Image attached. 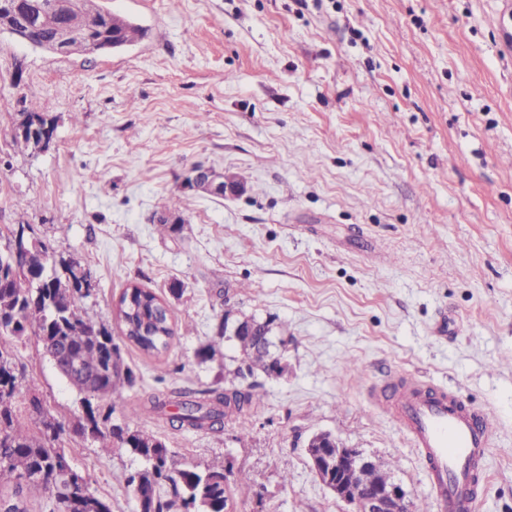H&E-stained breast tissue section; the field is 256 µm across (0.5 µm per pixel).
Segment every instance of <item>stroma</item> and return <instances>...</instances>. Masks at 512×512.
Returning a JSON list of instances; mask_svg holds the SVG:
<instances>
[{
  "label": "stroma",
  "instance_id": "35a3bbf8",
  "mask_svg": "<svg viewBox=\"0 0 512 512\" xmlns=\"http://www.w3.org/2000/svg\"><path fill=\"white\" fill-rule=\"evenodd\" d=\"M145 31L95 58L0 30V248L19 226L90 274L82 307L135 377L118 402L72 387L38 337L16 347L28 391L112 512H135L143 462L72 432L86 409L163 441L177 468L247 472L234 512H350L306 453L328 432L389 466L437 512L408 438L368 400L419 375L498 421L477 512H512V60L499 0H101ZM48 148L13 139L29 104ZM197 164L242 176L224 199L184 189ZM180 216L160 232L162 213ZM167 302L175 334L148 355L117 314L130 285ZM288 327L281 376L257 373L246 426L172 427L174 389L230 387L225 314ZM214 346L211 358L201 351Z\"/></svg>",
  "mask_w": 512,
  "mask_h": 512
}]
</instances>
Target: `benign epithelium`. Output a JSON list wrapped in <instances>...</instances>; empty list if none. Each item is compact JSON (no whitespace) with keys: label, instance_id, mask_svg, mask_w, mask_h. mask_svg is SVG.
Returning <instances> with one entry per match:
<instances>
[{"label":"benign epithelium","instance_id":"1","mask_svg":"<svg viewBox=\"0 0 512 512\" xmlns=\"http://www.w3.org/2000/svg\"><path fill=\"white\" fill-rule=\"evenodd\" d=\"M0 5L11 9V16L14 19L11 34L52 54L69 55L75 42L83 45L86 56H95L107 49L123 47L115 32L112 33L110 40L104 36H96V32L109 30L114 25L112 12L100 8L97 0H81L80 16L72 19L65 14L61 15L51 32L41 40L32 39L28 16L18 8L17 0H3ZM185 185L190 189L220 198L238 196L244 191L243 185L226 171L202 165L191 169ZM28 246L30 243L27 237L17 231L0 252L15 259L26 254ZM227 333L232 336H252L259 349L268 351L271 348L269 328L255 323L250 318L236 321ZM306 452L325 485L333 488L336 497L354 506L352 512H411L410 497L402 486L393 480L367 484L361 495L351 499L342 491L347 476H356L377 464V460L363 449L349 448L331 434L320 432L310 439Z\"/></svg>","mask_w":512,"mask_h":512}]
</instances>
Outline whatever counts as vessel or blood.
<instances>
[{"mask_svg":"<svg viewBox=\"0 0 512 512\" xmlns=\"http://www.w3.org/2000/svg\"><path fill=\"white\" fill-rule=\"evenodd\" d=\"M373 400L424 460L438 512H475L480 488L474 477L497 431L490 412L406 372L395 373L389 397Z\"/></svg>","mask_w":512,"mask_h":512,"instance_id":"b4317fda","label":"vessel or blood"}]
</instances>
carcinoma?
Returning a JSON list of instances; mask_svg holds the SVG:
<instances>
[{"mask_svg":"<svg viewBox=\"0 0 512 512\" xmlns=\"http://www.w3.org/2000/svg\"><path fill=\"white\" fill-rule=\"evenodd\" d=\"M48 2L25 0L34 38L47 34L55 19L46 9ZM49 261V248L44 244L16 262L0 257V276L5 281L0 285V313L8 318L0 330V512H28L22 499L25 489L38 491L58 512H112V503L92 492L87 477L80 484L70 474L69 457L58 446L63 427L48 430L51 416L38 396L28 401L32 427L17 424L13 400L26 387V377L17 368L14 343L25 336L67 347L84 372V379L72 380L70 385L85 395L108 396L116 402L122 398L123 386L134 383L132 372L122 369L112 334L86 318L82 300L90 297V289L71 287L73 261L60 260L62 276L48 268ZM119 314L127 338L147 354L159 353L175 334L167 305L137 285L124 291ZM236 346L243 356V365L235 371L238 384L224 390L155 395L151 409L162 413L175 405L178 412L170 422L185 430H216L226 418L246 427V414L261 399L258 384L250 378L268 371L269 358L253 350L248 336L238 337ZM74 433L97 439L104 448L115 440L143 460L144 466L126 478L127 486L142 501L143 512H231L234 491L250 483L247 474L233 473L222 460L176 471L172 469L173 452L138 430L125 438L112 430L105 433L96 424L88 432L80 422Z\"/></svg>","mask_w":512,"mask_h":512,"instance_id":"obj_1","label":"carcinoma"}]
</instances>
